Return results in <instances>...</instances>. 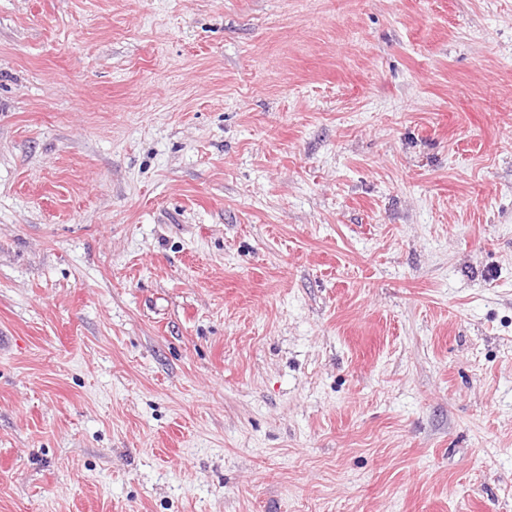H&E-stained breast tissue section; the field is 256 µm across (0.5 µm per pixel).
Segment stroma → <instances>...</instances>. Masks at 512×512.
I'll use <instances>...</instances> for the list:
<instances>
[{
    "instance_id": "stroma-1",
    "label": "stroma",
    "mask_w": 512,
    "mask_h": 512,
    "mask_svg": "<svg viewBox=\"0 0 512 512\" xmlns=\"http://www.w3.org/2000/svg\"><path fill=\"white\" fill-rule=\"evenodd\" d=\"M0 512H512V0H0Z\"/></svg>"
}]
</instances>
